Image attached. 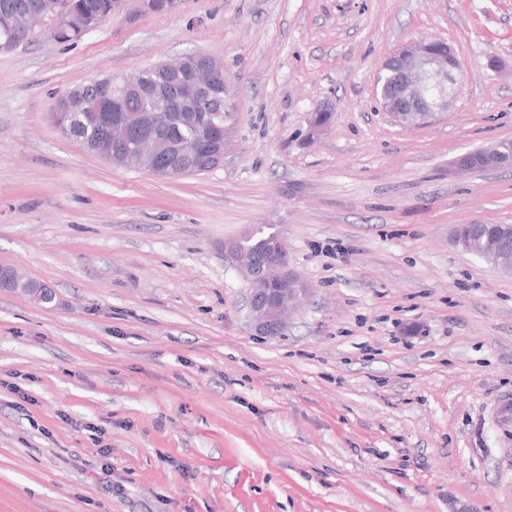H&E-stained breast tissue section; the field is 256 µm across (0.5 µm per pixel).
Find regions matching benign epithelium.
<instances>
[{
  "mask_svg": "<svg viewBox=\"0 0 512 512\" xmlns=\"http://www.w3.org/2000/svg\"><path fill=\"white\" fill-rule=\"evenodd\" d=\"M43 22L38 12L24 14L14 41L25 40ZM223 63L212 57L195 67L187 83L175 91L171 105L146 114L142 127L134 131L124 121L109 114H94L95 123L106 128L116 151L112 162L127 159L126 147L134 143L137 163L154 175L176 179L186 171L211 169L224 163L232 146L233 126L217 125L209 116L210 103L225 98L227 80L216 77ZM461 63L454 49L437 38L411 40L390 55L381 65L379 75L393 78L395 93L380 99L381 107L402 127L419 124L448 108L459 91L457 75ZM488 169L512 168V139H501L481 149ZM495 239L471 247V236L459 224L452 233L455 248L474 252L482 259H493L512 270V225ZM255 228L238 239L224 242V260L237 269L247 283L246 305L251 327L257 336L275 337L286 329V316L308 298L309 285L294 271L288 260V240L278 233L267 235L266 246L250 250L247 243L257 236ZM24 283L19 271L0 265V288L15 289ZM27 294L42 308L57 306L54 288L32 282Z\"/></svg>",
  "mask_w": 512,
  "mask_h": 512,
  "instance_id": "benign-epithelium-1",
  "label": "benign epithelium"
}]
</instances>
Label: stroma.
Wrapping results in <instances>:
<instances>
[{"label": "stroma", "mask_w": 512, "mask_h": 512, "mask_svg": "<svg viewBox=\"0 0 512 512\" xmlns=\"http://www.w3.org/2000/svg\"><path fill=\"white\" fill-rule=\"evenodd\" d=\"M461 61L404 128L374 97L403 43ZM199 53L236 109L223 165L164 179L54 127L55 97ZM332 128L302 144L309 112ZM512 0H129L73 44L0 51V512H512V276L458 224H512ZM263 226L312 293L248 325L225 240ZM480 151L485 169L512 168V139H501ZM32 284L33 288H27L26 292L34 303L42 308H55L57 303V296L54 288L49 287L44 283H39L32 280H24L19 274V271L14 267L8 265H0V288L1 289H16L20 284Z\"/></svg>", "instance_id": "1"}]
</instances>
